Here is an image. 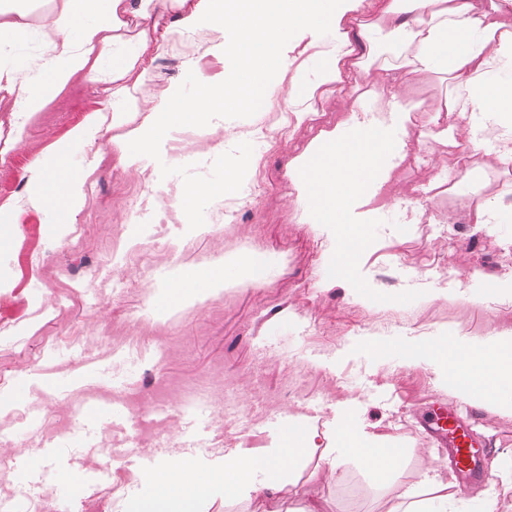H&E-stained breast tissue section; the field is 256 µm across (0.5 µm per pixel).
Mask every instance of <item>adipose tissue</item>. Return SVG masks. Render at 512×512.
<instances>
[{
	"label": "adipose tissue",
	"mask_w": 512,
	"mask_h": 512,
	"mask_svg": "<svg viewBox=\"0 0 512 512\" xmlns=\"http://www.w3.org/2000/svg\"><path fill=\"white\" fill-rule=\"evenodd\" d=\"M179 9L178 25L193 32L202 27L220 33L215 51L224 61L220 78L190 79L174 90L176 107L160 103V122L147 133L119 145L127 162L167 167L166 154L154 142L196 127L199 117L227 109L236 117L259 111L278 80L289 79V98L305 118L306 104L321 88L366 84L390 91L377 116L363 118L350 106L338 124L302 166L301 185L312 217L320 224H345L347 239L362 237L351 224L347 198L336 172L345 168L365 175V186L377 191L395 182L407 159L406 125L419 117L438 144L449 132H463L472 153L485 152L481 136L487 124L501 126L512 138V0H170ZM139 20V48L126 55L124 66L113 63L124 46L129 17ZM160 38L145 0H60L57 10L32 25L21 9L0 7V107L10 112L14 131L48 104L80 75L111 84L114 111L137 102L140 81H127L134 69L148 71V51ZM309 42L312 51L292 65L282 47ZM390 44L400 64L371 66L365 49ZM37 45V58L27 48ZM417 76L447 74L451 91L437 103L413 100L410 91L392 94L395 70ZM237 166L208 183L182 188V197L204 205L216 188H239L255 152L252 141L235 136ZM428 353L449 375L458 394L492 412H512V334L483 337L456 333L411 345L406 357ZM337 447L385 485L396 472L393 441L349 427L335 439ZM279 454L236 455L224 467L195 480L184 479L179 467L163 464L153 490L127 507V512H197L207 494L219 491L225 500L272 495L290 478ZM264 480H257L258 471Z\"/></svg>",
	"instance_id": "obj_1"
}]
</instances>
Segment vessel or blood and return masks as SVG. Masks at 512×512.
Returning <instances> with one entry per match:
<instances>
[{
	"label": "vessel or blood",
	"mask_w": 512,
	"mask_h": 512,
	"mask_svg": "<svg viewBox=\"0 0 512 512\" xmlns=\"http://www.w3.org/2000/svg\"><path fill=\"white\" fill-rule=\"evenodd\" d=\"M181 285L179 268L169 267L160 270L153 283L155 307H163L171 294ZM107 384L108 380L101 369L100 361L94 357L78 360L69 371L47 367L38 372L35 378L38 391L69 397L76 407L77 422L66 434L49 438L42 432L43 422L40 413H32L22 427L21 433L32 440L33 446L28 455L16 463L19 488L13 497L0 502V512H27L30 489L47 478L59 488L61 506H68L75 488L89 481V474L76 466L71 455L72 449L80 447L84 440V423L92 419L121 420L126 416L125 407L120 401L100 398L99 392ZM428 433L447 442L453 449L454 466L458 472L467 474L474 481H487L484 455L467 426L461 424L452 411L447 407H440L438 413L428 423ZM174 454L189 456L187 444L167 439L159 442L148 455L138 454L134 449L128 450V457L139 460L141 478L135 488L136 495L144 496L151 491V478L158 469V459Z\"/></svg>",
	"instance_id": "vessel-or-blood-1"
}]
</instances>
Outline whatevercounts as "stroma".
Returning a JSON list of instances; mask_svg holds the SVG:
<instances>
[{"label":"stroma","instance_id":"1","mask_svg":"<svg viewBox=\"0 0 512 512\" xmlns=\"http://www.w3.org/2000/svg\"><path fill=\"white\" fill-rule=\"evenodd\" d=\"M205 39L201 64L170 68L164 47L153 50L149 82L138 111L113 122L109 86L79 79L63 90L14 137L0 114V166L14 177L10 210L16 221L0 223V391L18 395L0 406V442L28 448L18 434L30 409L43 413L47 432L60 434L74 421L71 403L37 392L33 380L46 363L65 367L81 355L101 354L104 345L133 350L138 358L122 392L134 401V416L106 428L93 427L90 445L77 449L84 468H98L105 448L125 438L153 447L157 437H177L187 427L182 405L204 395L210 406L204 466H220L240 451L267 453L282 443L276 418L309 419L318 447L297 467L291 483L271 498L225 501L216 495L204 512H305L319 502L323 512H394L408 491L449 481L448 451L434 446L420 420L436 410L437 398L457 406L459 418L491 453V481L463 492L466 500L496 496L497 512H512V414L470 405L439 379L427 360L408 361L381 353L377 344L405 347L460 331L486 336L512 331V229L500 224L454 222L452 211L471 214L474 204L493 200L512 210V169L494 154L436 151L427 128H410L408 164L398 172L407 196L388 192L380 201L362 196L359 176L338 174L349 194L353 220L366 223L365 239L343 249V227L311 222L301 191L299 162L316 146L317 133L304 123L281 133L278 152L256 154L251 174H263L270 194L240 209L224 236L209 237L213 211L243 197V190L217 193L199 210L181 213L176 224H135L129 204L148 186L137 165L122 162L117 141L153 122L151 106L201 72L212 78L224 64ZM104 131L96 154L75 151L82 184L76 204L36 199L32 173L59 165L57 150L88 118ZM234 154L195 152L170 171L167 181L187 186L223 174ZM57 219H50V210ZM121 226L140 261L123 280L113 278L111 225ZM254 240L243 249L240 238ZM285 247L278 273L260 284L224 289L223 301L176 300L163 313L149 304L140 279L174 263L193 270L198 259L217 265L249 251ZM416 322L385 335L380 322L394 313ZM392 439L405 465L387 485H373L356 463L337 457L336 423ZM140 473L134 463L114 461L105 479L79 490L70 512H125Z\"/></svg>","mask_w":512,"mask_h":512}]
</instances>
